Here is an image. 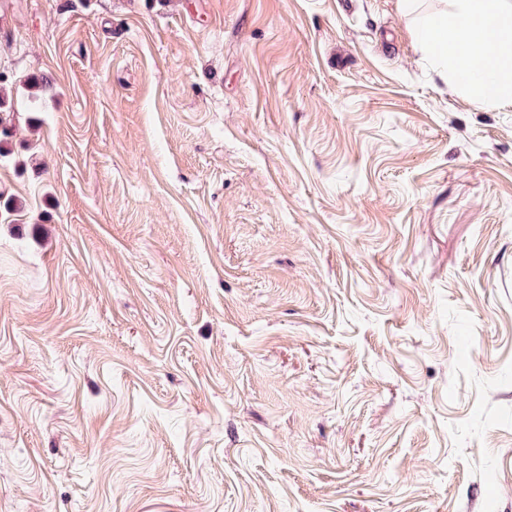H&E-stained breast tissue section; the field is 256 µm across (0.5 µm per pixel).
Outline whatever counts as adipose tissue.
Instances as JSON below:
<instances>
[{
  "mask_svg": "<svg viewBox=\"0 0 512 512\" xmlns=\"http://www.w3.org/2000/svg\"><path fill=\"white\" fill-rule=\"evenodd\" d=\"M400 2L460 88L483 103L512 106V0H450L443 12L422 11L421 0Z\"/></svg>",
  "mask_w": 512,
  "mask_h": 512,
  "instance_id": "obj_1",
  "label": "adipose tissue"
}]
</instances>
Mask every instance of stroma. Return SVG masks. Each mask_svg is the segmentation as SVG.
I'll list each match as a JSON object with an SVG mask.
<instances>
[{"mask_svg": "<svg viewBox=\"0 0 512 512\" xmlns=\"http://www.w3.org/2000/svg\"><path fill=\"white\" fill-rule=\"evenodd\" d=\"M0 74V512H512V107L399 0H0ZM6 84L5 78L0 77V157L6 156L3 154L10 152L8 138L11 136V125L9 124L8 117L10 116L12 105L9 97L3 92Z\"/></svg>", "mask_w": 512, "mask_h": 512, "instance_id": "35a3bbf8", "label": "stroma"}]
</instances>
